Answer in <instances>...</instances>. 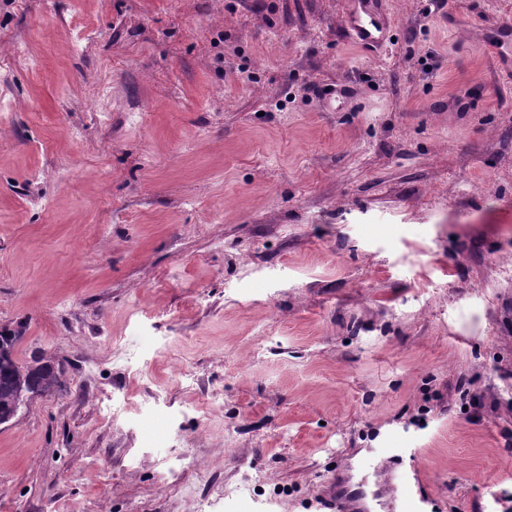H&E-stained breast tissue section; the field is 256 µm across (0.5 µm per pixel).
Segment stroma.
Segmentation results:
<instances>
[{"instance_id": "stroma-1", "label": "stroma", "mask_w": 512, "mask_h": 512, "mask_svg": "<svg viewBox=\"0 0 512 512\" xmlns=\"http://www.w3.org/2000/svg\"><path fill=\"white\" fill-rule=\"evenodd\" d=\"M349 3L0 0V328L62 370L0 512H322L370 449L512 512V0ZM342 23L345 36L360 48L376 52L385 44L391 19L383 0H352Z\"/></svg>"}]
</instances>
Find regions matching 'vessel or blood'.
Segmentation results:
<instances>
[{
    "instance_id": "vessel-or-blood-1",
    "label": "vessel or blood",
    "mask_w": 512,
    "mask_h": 512,
    "mask_svg": "<svg viewBox=\"0 0 512 512\" xmlns=\"http://www.w3.org/2000/svg\"><path fill=\"white\" fill-rule=\"evenodd\" d=\"M391 19L383 0H351L342 28L360 48L374 52L384 45ZM392 460L375 456L337 466L329 480L325 512H427L430 499L419 470L391 476Z\"/></svg>"
}]
</instances>
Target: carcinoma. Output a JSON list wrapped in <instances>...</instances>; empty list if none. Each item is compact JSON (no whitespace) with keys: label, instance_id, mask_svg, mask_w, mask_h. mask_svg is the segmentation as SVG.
Instances as JSON below:
<instances>
[{"label":"carcinoma","instance_id":"obj_1","mask_svg":"<svg viewBox=\"0 0 512 512\" xmlns=\"http://www.w3.org/2000/svg\"><path fill=\"white\" fill-rule=\"evenodd\" d=\"M20 336L17 333L0 334V416L11 411L13 395L19 387L40 394H50L60 385V370L49 360L35 358L28 364L15 357V347Z\"/></svg>","mask_w":512,"mask_h":512}]
</instances>
